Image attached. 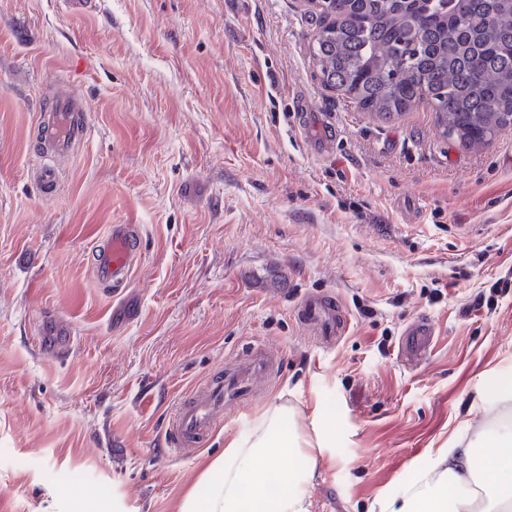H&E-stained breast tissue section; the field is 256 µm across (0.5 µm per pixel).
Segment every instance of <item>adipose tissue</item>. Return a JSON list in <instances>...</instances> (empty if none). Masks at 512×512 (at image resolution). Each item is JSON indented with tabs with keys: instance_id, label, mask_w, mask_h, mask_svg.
I'll list each match as a JSON object with an SVG mask.
<instances>
[{
	"instance_id": "ef3b65f1",
	"label": "adipose tissue",
	"mask_w": 512,
	"mask_h": 512,
	"mask_svg": "<svg viewBox=\"0 0 512 512\" xmlns=\"http://www.w3.org/2000/svg\"><path fill=\"white\" fill-rule=\"evenodd\" d=\"M284 405L255 420L207 459L204 494L187 491L177 512H309L308 491L323 452L321 424L287 437ZM380 512H512V425L484 423L474 437L458 435L426 453L420 483L378 500Z\"/></svg>"
}]
</instances>
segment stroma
I'll return each mask as SVG.
<instances>
[{
	"label": "stroma",
	"instance_id": "stroma-1",
	"mask_svg": "<svg viewBox=\"0 0 512 512\" xmlns=\"http://www.w3.org/2000/svg\"><path fill=\"white\" fill-rule=\"evenodd\" d=\"M308 0H0V504L6 512H177L203 458L271 406L330 436L311 512H370L428 449L479 426L512 374V128L469 150L418 107L392 122L325 89ZM84 135L39 195L34 120L58 86ZM335 126L328 138L327 126ZM143 252L116 298L89 259L110 227ZM350 316L334 348L293 317ZM426 316L430 357L399 344ZM68 332L67 356L40 337ZM265 340L273 380L191 458L177 398ZM294 312L301 329L326 347H333L348 330L346 313L332 296L307 295L295 305Z\"/></svg>",
	"mask_w": 512,
	"mask_h": 512
}]
</instances>
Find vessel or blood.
<instances>
[{"mask_svg":"<svg viewBox=\"0 0 512 512\" xmlns=\"http://www.w3.org/2000/svg\"><path fill=\"white\" fill-rule=\"evenodd\" d=\"M83 102L69 87H62L46 122L39 125V150L64 153L82 138L83 130L73 122ZM140 236L134 225L116 224L105 235L91 263L96 284L126 287L141 258ZM301 329L327 347L348 330V319L340 302L331 296L308 295L294 308ZM436 334L432 320L411 323L402 343L404 360L420 362L430 350ZM282 359L276 346L256 342L245 355L226 361L222 371L188 389L176 401L165 430L167 452L176 458L194 455L203 440L223 422L228 411L256 399Z\"/></svg>","mask_w":512,"mask_h":512,"instance_id":"b4317fda","label":"vessel or blood"}]
</instances>
